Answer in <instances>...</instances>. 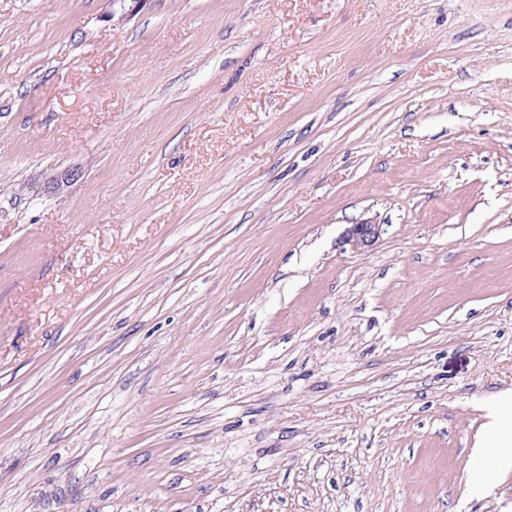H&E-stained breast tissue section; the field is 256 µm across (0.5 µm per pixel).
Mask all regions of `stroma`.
I'll return each instance as SVG.
<instances>
[{"mask_svg":"<svg viewBox=\"0 0 512 512\" xmlns=\"http://www.w3.org/2000/svg\"><path fill=\"white\" fill-rule=\"evenodd\" d=\"M111 10L0 0V512H512V0ZM381 224L375 220L365 219L352 224L347 230V241L358 251H365L371 248L379 239Z\"/></svg>","mask_w":512,"mask_h":512,"instance_id":"1","label":"stroma"}]
</instances>
